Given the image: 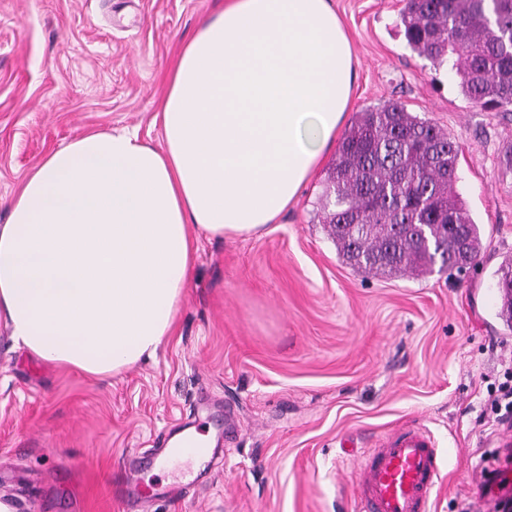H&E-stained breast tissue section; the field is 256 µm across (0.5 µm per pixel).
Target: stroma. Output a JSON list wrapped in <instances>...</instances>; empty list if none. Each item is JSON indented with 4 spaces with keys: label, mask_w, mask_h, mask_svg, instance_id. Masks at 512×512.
<instances>
[{
    "label": "stroma",
    "mask_w": 512,
    "mask_h": 512,
    "mask_svg": "<svg viewBox=\"0 0 512 512\" xmlns=\"http://www.w3.org/2000/svg\"><path fill=\"white\" fill-rule=\"evenodd\" d=\"M357 64L346 123L395 99L455 141L456 189L482 230L460 273H356L320 199L335 152L276 223L200 239L174 332L154 358L93 379L47 364L0 321V477L15 512H123L134 469L169 489L141 512H354L352 472L390 428L433 436V512H494L486 483L512 425L490 410L512 327L497 271L512 257V112L462 96L450 63L408 48L404 0H330ZM212 0H0V225L37 164L81 134L128 129L162 147L166 75ZM210 465L140 468L181 429Z\"/></svg>",
    "instance_id": "1"
}]
</instances>
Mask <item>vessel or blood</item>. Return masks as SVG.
Here are the masks:
<instances>
[{
    "label": "vessel or blood",
    "instance_id": "obj_1",
    "mask_svg": "<svg viewBox=\"0 0 512 512\" xmlns=\"http://www.w3.org/2000/svg\"><path fill=\"white\" fill-rule=\"evenodd\" d=\"M439 478L431 435L405 426L383 435L354 475L358 512H430Z\"/></svg>",
    "mask_w": 512,
    "mask_h": 512
}]
</instances>
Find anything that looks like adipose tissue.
I'll use <instances>...</instances> for the list:
<instances>
[{"mask_svg":"<svg viewBox=\"0 0 512 512\" xmlns=\"http://www.w3.org/2000/svg\"><path fill=\"white\" fill-rule=\"evenodd\" d=\"M356 79L329 0H218L167 74L163 146L90 132L0 225V314L39 359L103 378L172 334L200 237L258 233L333 144Z\"/></svg>","mask_w":512,"mask_h":512,"instance_id":"ef3b65f1","label":"adipose tissue"}]
</instances>
